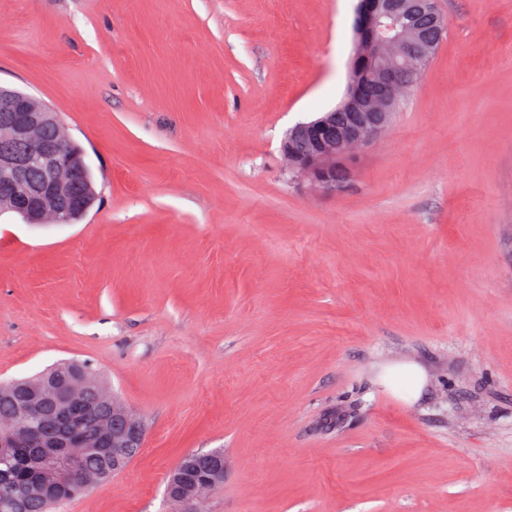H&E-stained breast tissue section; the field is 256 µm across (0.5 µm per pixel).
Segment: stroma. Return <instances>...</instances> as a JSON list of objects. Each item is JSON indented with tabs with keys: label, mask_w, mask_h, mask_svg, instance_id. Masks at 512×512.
Instances as JSON below:
<instances>
[{
	"label": "stroma",
	"mask_w": 512,
	"mask_h": 512,
	"mask_svg": "<svg viewBox=\"0 0 512 512\" xmlns=\"http://www.w3.org/2000/svg\"><path fill=\"white\" fill-rule=\"evenodd\" d=\"M357 0H0V86L89 163L74 224L0 214V379L85 361L146 426L56 512H512V0L448 35L329 192L288 128L348 84ZM426 374L418 399L384 366ZM202 474H204L206 483L208 482L210 485L217 484L224 479V453L221 450L186 455L169 475L168 497L188 505L193 500L207 496L213 490L208 484L194 499Z\"/></svg>",
	"instance_id": "obj_1"
}]
</instances>
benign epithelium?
<instances>
[{"instance_id": "benign-epithelium-1", "label": "benign epithelium", "mask_w": 512, "mask_h": 512, "mask_svg": "<svg viewBox=\"0 0 512 512\" xmlns=\"http://www.w3.org/2000/svg\"><path fill=\"white\" fill-rule=\"evenodd\" d=\"M419 12L429 15L436 30H448L437 0H358L345 97L338 109L288 129L281 149L293 172L334 190L336 170L348 167L355 152L389 128L400 71L421 68L436 51L437 42L424 39L414 26ZM367 80L384 93L364 95ZM89 175L84 151L64 135L57 112L25 93L0 87V214L16 213L27 224H45L52 216L59 224L78 220L96 198ZM0 397L19 400L15 413L33 423L6 431L0 455L35 444L30 463L40 474L23 497L0 500V512H21L30 498L47 499L75 483L91 487L108 476L85 471L84 452L74 449L87 447L72 435L77 408L94 416L92 446L112 455V473L124 471L144 448V423L120 399L107 395L81 362L55 366L34 379L1 381ZM201 478L210 485L224 479L222 451L186 455L170 474L168 497L190 504Z\"/></svg>"}]
</instances>
